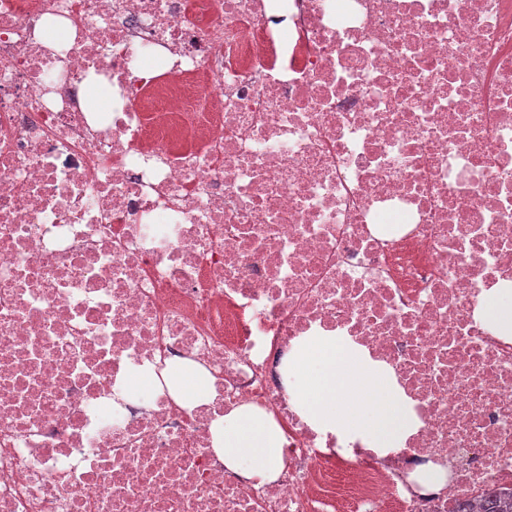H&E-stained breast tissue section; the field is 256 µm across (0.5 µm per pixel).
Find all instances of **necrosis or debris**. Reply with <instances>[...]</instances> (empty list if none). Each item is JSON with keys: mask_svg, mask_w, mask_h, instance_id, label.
I'll return each mask as SVG.
<instances>
[{"mask_svg": "<svg viewBox=\"0 0 512 512\" xmlns=\"http://www.w3.org/2000/svg\"><path fill=\"white\" fill-rule=\"evenodd\" d=\"M92 74L111 111L82 110ZM504 283L512 0H0V512L512 494V334L479 310ZM319 332L389 371L398 450L300 413L282 365ZM185 360L211 403L168 386ZM245 404L284 436L260 487L212 446ZM74 37V33L70 28L61 22L50 24L42 33V40L48 48L59 51L67 42Z\"/></svg>", "mask_w": 512, "mask_h": 512, "instance_id": "4bbe7bcc", "label": "necrosis or debris"}]
</instances>
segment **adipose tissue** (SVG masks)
Segmentation results:
<instances>
[{
  "mask_svg": "<svg viewBox=\"0 0 512 512\" xmlns=\"http://www.w3.org/2000/svg\"><path fill=\"white\" fill-rule=\"evenodd\" d=\"M360 352L333 336H312L298 348L288 368L299 394V408L317 426L345 422L370 447L388 452L400 447L408 418L399 396L388 391L384 375L363 371L354 383ZM213 449L226 468L262 485L277 480L283 467V433L274 419L248 406L217 421Z\"/></svg>",
  "mask_w": 512,
  "mask_h": 512,
  "instance_id": "adipose-tissue-1",
  "label": "adipose tissue"
}]
</instances>
